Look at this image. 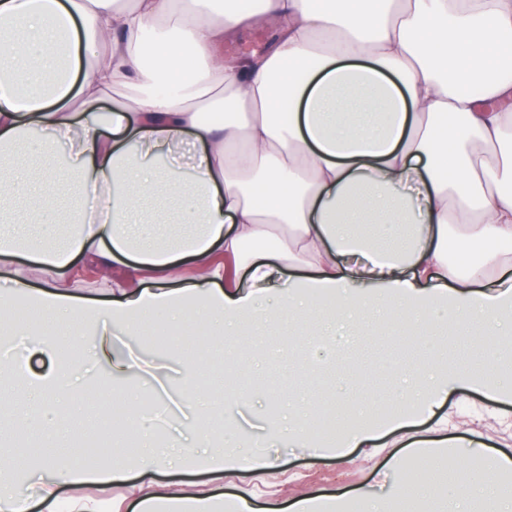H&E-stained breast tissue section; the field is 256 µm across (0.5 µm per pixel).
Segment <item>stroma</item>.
I'll return each mask as SVG.
<instances>
[{
  "mask_svg": "<svg viewBox=\"0 0 512 512\" xmlns=\"http://www.w3.org/2000/svg\"><path fill=\"white\" fill-rule=\"evenodd\" d=\"M305 327L296 329L273 324L262 330L260 339L238 346L242 359L251 361L249 387L255 394L251 407L238 412L207 399L201 404L195 419L199 422L221 418L223 434L238 437L248 445H260L273 438L284 411L275 401L276 393H284L286 402L306 393H314L320 401L331 400L344 408L346 414H360L372 421H380L387 409L380 393L387 386L385 369H397L422 358V351L413 349L408 340L409 329L393 324H370L357 331L358 339L349 349H338L335 356L321 368L312 367L304 348L296 346L292 334H305ZM95 334L85 330L81 344H68L58 337L59 356L66 359L82 358L90 366L89 384L102 383L130 399L149 398L156 408L157 418L145 427L135 428L133 436L139 446L165 444L171 441L177 428L186 418L176 407L174 399L183 392V371L192 363L183 347H169L150 342L148 348L158 362L145 376L113 381L105 367L93 364L92 347ZM450 412L455 426L442 432L434 430L432 421H423L407 428L411 441L446 440L443 463L455 475L462 476L472 462L482 456L512 457V427L499 424L490 403L484 397L470 396L466 404H459L457 395H450L444 406ZM478 438L484 445L481 453H472L468 442ZM43 432L13 434L9 424L0 423V442L10 451H22L25 458L40 457L48 463L68 459L69 448H52ZM383 446L377 453L365 449H350L347 456L337 460H314L300 450L281 448L277 451L279 466L269 471L261 481L242 479L228 484L216 476L204 473L163 470L157 475L160 482L186 486L208 484L215 494L232 498L252 495L260 512H289L293 499L305 495L346 493L350 500L360 502L365 512H393L399 499L398 488L403 487L405 467L415 460L409 449L392 445L391 435H382ZM401 457L403 465L391 469V457ZM443 512H512V471L497 475L496 491L491 495H472L466 504L455 499L442 502Z\"/></svg>",
  "mask_w": 512,
  "mask_h": 512,
  "instance_id": "35a3bbf8",
  "label": "stroma"
}]
</instances>
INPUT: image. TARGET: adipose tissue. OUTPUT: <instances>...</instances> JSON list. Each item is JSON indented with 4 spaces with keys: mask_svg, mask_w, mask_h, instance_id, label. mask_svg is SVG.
<instances>
[{
    "mask_svg": "<svg viewBox=\"0 0 512 512\" xmlns=\"http://www.w3.org/2000/svg\"><path fill=\"white\" fill-rule=\"evenodd\" d=\"M273 46L224 55L256 14L209 0H0V150L70 147L54 176L73 227L58 239L45 174L0 168V207L25 203L0 263L24 268L13 295L76 328L96 326L93 357L112 374L136 363L113 353L112 325L136 334L145 317L201 320L237 336L269 321L322 328L396 313L430 348L436 327L471 321L501 336L512 318V0H262ZM125 99L112 98L115 88ZM111 98L112 108L98 104ZM482 257L460 262L473 243ZM127 269L131 281L111 275ZM102 273L101 299L79 295L81 267ZM246 280H239V273ZM501 355L481 364L441 357L390 376L382 398L394 431L434 418L448 399L480 393L512 426ZM26 394L0 416L26 429L71 416ZM374 425L345 419L322 456L370 448ZM273 455L219 448L208 429L114 461L56 462L22 484L0 457V512H122L111 484L134 475L135 512H255L207 491L160 485L176 466L255 477ZM77 487L66 497L61 487Z\"/></svg>",
    "mask_w": 512,
    "mask_h": 512,
    "instance_id": "ef3b65f1",
    "label": "adipose tissue"
}]
</instances>
